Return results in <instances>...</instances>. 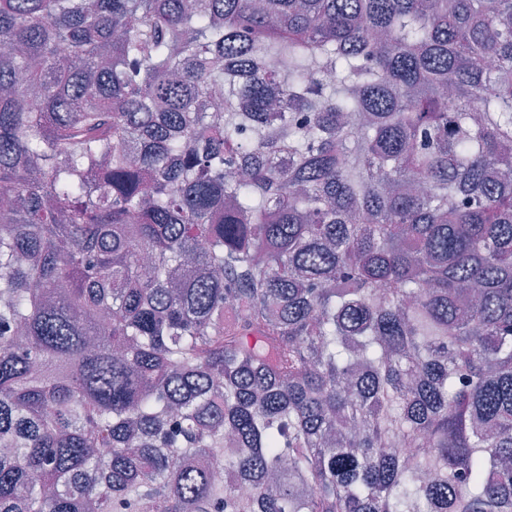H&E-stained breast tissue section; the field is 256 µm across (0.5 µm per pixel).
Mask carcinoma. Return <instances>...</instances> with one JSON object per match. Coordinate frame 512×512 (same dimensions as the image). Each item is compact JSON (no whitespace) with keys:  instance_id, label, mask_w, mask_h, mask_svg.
I'll return each instance as SVG.
<instances>
[{"instance_id":"cac0c4a2","label":"carcinoma","mask_w":512,"mask_h":512,"mask_svg":"<svg viewBox=\"0 0 512 512\" xmlns=\"http://www.w3.org/2000/svg\"><path fill=\"white\" fill-rule=\"evenodd\" d=\"M0 194V512H512V0H0Z\"/></svg>"}]
</instances>
